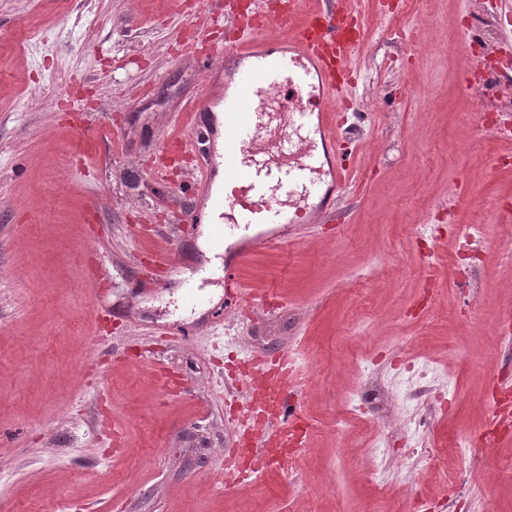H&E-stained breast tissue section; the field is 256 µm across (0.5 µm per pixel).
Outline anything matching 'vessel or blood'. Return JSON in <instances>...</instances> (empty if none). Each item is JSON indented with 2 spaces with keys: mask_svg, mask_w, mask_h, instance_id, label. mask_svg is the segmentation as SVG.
<instances>
[{
  "mask_svg": "<svg viewBox=\"0 0 512 512\" xmlns=\"http://www.w3.org/2000/svg\"><path fill=\"white\" fill-rule=\"evenodd\" d=\"M263 4L250 0L229 18L250 39L229 38L221 47L223 120L213 119L215 102L204 93L189 103L186 130L170 140L178 147L204 140L200 183L210 188L216 178L224 180L218 199L224 228L214 235L216 251L252 225H271V232L238 245L241 258L255 245L287 243V225L311 224L335 212L346 181L335 151L341 125L329 110L362 46L350 35L357 27L350 0H288L280 14ZM224 292L229 305L251 303L231 263L224 267ZM265 390L273 413L253 430L260 457L270 441L287 444L297 415L295 403L281 396L280 382L266 383Z\"/></svg>",
  "mask_w": 512,
  "mask_h": 512,
  "instance_id": "1",
  "label": "vessel or blood"
}]
</instances>
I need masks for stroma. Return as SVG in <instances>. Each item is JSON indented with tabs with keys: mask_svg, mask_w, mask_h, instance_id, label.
Returning <instances> with one entry per match:
<instances>
[{
	"mask_svg": "<svg viewBox=\"0 0 512 512\" xmlns=\"http://www.w3.org/2000/svg\"><path fill=\"white\" fill-rule=\"evenodd\" d=\"M224 0H0V512H512V446L480 449L489 389L512 390V138L475 108H512V69L487 92L465 37L512 49V0H358L364 44L335 216L238 267L270 307L190 298L207 259L179 223L201 190L197 150H170L218 41ZM482 228L459 293L458 238ZM177 253L158 266L140 227ZM298 354L309 431L244 489L250 393L224 370ZM456 380L452 409L413 401ZM471 437L467 493L443 492L444 448Z\"/></svg>",
	"mask_w": 512,
	"mask_h": 512,
	"instance_id": "obj_1",
	"label": "stroma"
}]
</instances>
